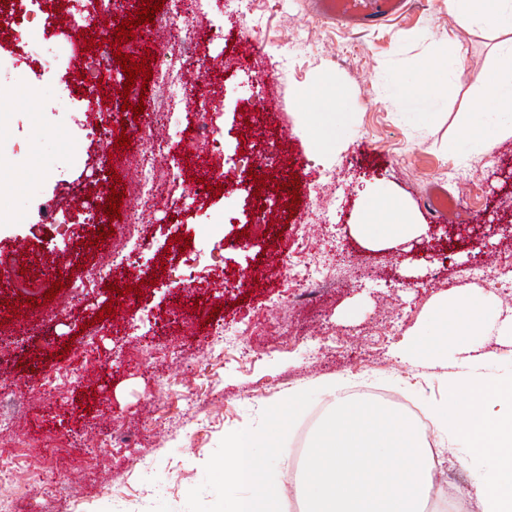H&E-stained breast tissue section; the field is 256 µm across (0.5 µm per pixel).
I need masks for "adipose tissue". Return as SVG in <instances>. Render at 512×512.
I'll return each mask as SVG.
<instances>
[{
	"instance_id": "adipose-tissue-1",
	"label": "adipose tissue",
	"mask_w": 512,
	"mask_h": 512,
	"mask_svg": "<svg viewBox=\"0 0 512 512\" xmlns=\"http://www.w3.org/2000/svg\"><path fill=\"white\" fill-rule=\"evenodd\" d=\"M448 11L461 29L483 26L512 32V0H448ZM488 112L504 133L512 134V71L494 69L477 75ZM363 216L356 226L368 243L396 248L420 232L399 199L370 190L363 196ZM440 339L432 345L409 340L398 351L400 360L443 358L456 349L460 358L448 374V393L435 413V426L447 432L453 444L484 459L474 494L483 512H512V377L486 378L484 368L497 360L480 338L488 314L485 293L453 297L440 302ZM260 436L247 434L229 443L224 461L225 512H278V496L266 481L267 465L256 455ZM250 486L249 495H237L238 486Z\"/></svg>"
}]
</instances>
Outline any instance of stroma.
I'll return each mask as SVG.
<instances>
[{"label": "stroma", "instance_id": "35a3bbf8", "mask_svg": "<svg viewBox=\"0 0 512 512\" xmlns=\"http://www.w3.org/2000/svg\"><path fill=\"white\" fill-rule=\"evenodd\" d=\"M219 26L218 37L197 39L194 52L174 51V75L192 54L222 59L209 92L224 113V161L229 181L240 180L239 142L279 151L276 168L257 177L280 187L299 179L301 200L290 222L269 216L267 235L236 243L226 236L213 256L185 261L174 237L198 240L205 224L222 215L224 200L208 198L188 209L183 197L199 162L192 131L158 150L145 118L125 128L130 154L163 167L179 158L177 178L162 207L146 214L142 231L152 251L137 255L118 237H103L96 222L74 212L70 224L46 221L20 206V193L41 178L46 152L91 160L119 153L116 138L36 136L47 89L16 90L0 108V138L19 141L25 164L0 163V332L29 330L25 347L0 356V409L15 423L0 437V461L14 475L0 483L14 512H225L221 467L227 441L238 434L268 435V478L280 512H303L289 486L297 449L308 447L325 416L330 393L353 397L368 386L386 392L391 407L409 404L432 415L446 395L449 361L412 367L392 358L415 334L440 325L438 297L471 292L473 270L512 271V236L497 233L483 248L449 243L446 226L469 230L512 219V135L481 111L475 74L505 66L501 34L483 28L457 34L448 0H412L410 9L376 30H357L320 19L314 0H198ZM462 58L456 78L449 56ZM442 66L426 71L428 62ZM270 72L265 97L255 73ZM428 72L432 95L404 94ZM339 92L331 140L322 145L305 96L315 88ZM475 126L476 139L462 129ZM461 204L448 225L432 223L423 205L431 184ZM379 189L400 196L424 231L404 252L366 245L353 233L362 194ZM114 251L125 277L89 280L102 251ZM316 268L328 277L312 288ZM52 283L59 275L84 278L85 288H63L32 307L14 283L19 274ZM149 274L139 283V274ZM191 277L190 286L179 275ZM117 311L105 319V303ZM216 310L212 322L198 308ZM240 333L224 345L217 327ZM93 353L89 376L64 378L57 390L46 379ZM94 389L109 401L87 421L72 398Z\"/></svg>", "mask_w": 512, "mask_h": 512}]
</instances>
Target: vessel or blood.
<instances>
[{
    "instance_id": "1",
    "label": "vessel or blood",
    "mask_w": 512,
    "mask_h": 512,
    "mask_svg": "<svg viewBox=\"0 0 512 512\" xmlns=\"http://www.w3.org/2000/svg\"><path fill=\"white\" fill-rule=\"evenodd\" d=\"M321 18L333 20L357 29H370L404 13L410 0H315ZM429 213L445 220L457 210L455 199L439 187H432L424 199Z\"/></svg>"
}]
</instances>
